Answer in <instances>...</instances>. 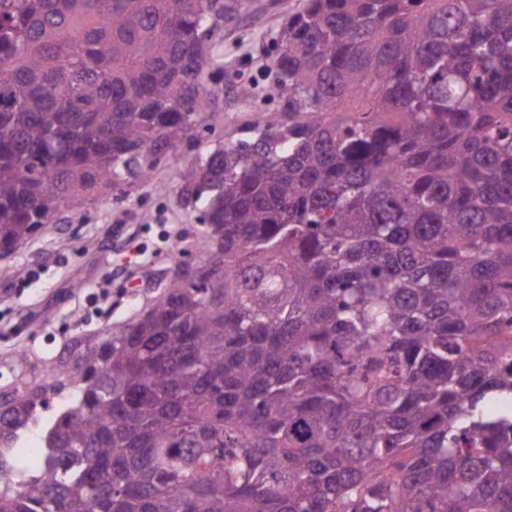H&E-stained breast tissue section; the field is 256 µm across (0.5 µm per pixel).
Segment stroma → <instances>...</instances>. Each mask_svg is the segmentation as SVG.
Listing matches in <instances>:
<instances>
[{"mask_svg":"<svg viewBox=\"0 0 512 512\" xmlns=\"http://www.w3.org/2000/svg\"><path fill=\"white\" fill-rule=\"evenodd\" d=\"M303 0H248L224 25L217 52L224 62V109L198 129L186 154L197 161L238 137L254 113L274 112L270 98L275 40ZM126 197L95 194L65 209L33 241L1 258L15 275L0 277V388L21 374L33 375L56 360L76 337L103 335L130 320L158 295L157 278L168 265L202 254L200 211L187 202L168 165L153 179L126 187ZM180 240L184 255L171 252ZM32 353L30 364L16 356Z\"/></svg>","mask_w":512,"mask_h":512,"instance_id":"stroma-1","label":"stroma"}]
</instances>
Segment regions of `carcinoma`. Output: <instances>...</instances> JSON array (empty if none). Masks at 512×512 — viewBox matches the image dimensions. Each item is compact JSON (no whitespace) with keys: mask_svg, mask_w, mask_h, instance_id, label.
Segmentation results:
<instances>
[{"mask_svg":"<svg viewBox=\"0 0 512 512\" xmlns=\"http://www.w3.org/2000/svg\"><path fill=\"white\" fill-rule=\"evenodd\" d=\"M242 7L0 0V256L164 161L204 238L0 391V512H512V0H304L280 116L179 165Z\"/></svg>","mask_w":512,"mask_h":512,"instance_id":"obj_1","label":"carcinoma"}]
</instances>
